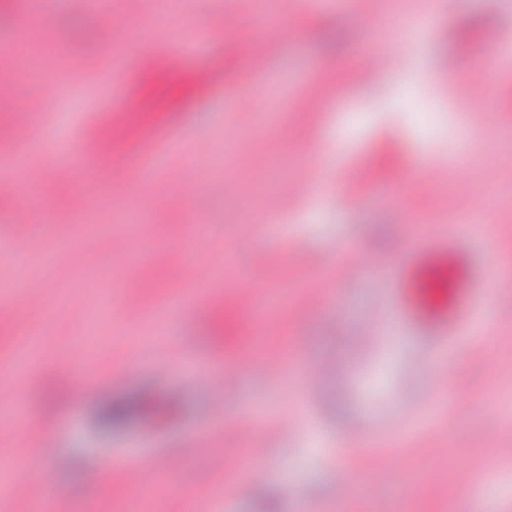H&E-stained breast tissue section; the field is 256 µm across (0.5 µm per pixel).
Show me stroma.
<instances>
[{
  "mask_svg": "<svg viewBox=\"0 0 512 512\" xmlns=\"http://www.w3.org/2000/svg\"><path fill=\"white\" fill-rule=\"evenodd\" d=\"M152 2L112 0L106 16L77 0H47L39 16L0 13L15 74L42 31L73 58L43 64L49 81L34 96L60 102L30 112L42 141L18 160L27 198L0 184V242L21 227L30 235L27 253L6 252L0 264V358L20 363L0 377V463L11 478L0 512H260L269 499L276 512H512V201L488 202L512 181V34L498 43L491 83L469 76L512 0H445L438 12L432 0H322L307 12L293 0H184L166 28L198 24L205 37L161 80L137 73L116 92L126 133L102 165L99 132L111 119L96 106L101 73L112 52L163 43L164 30L144 29ZM259 13L279 16V26L255 25ZM377 43L403 54L404 68L357 84L358 61ZM252 50L267 57L260 81ZM452 56L465 63L454 73ZM204 68L223 74V90H195ZM311 92L317 106L303 107ZM170 125L181 129L179 150L158 177H141L125 162L128 142ZM66 147L87 150L68 173L58 168ZM117 177L143 218L126 246L155 254L124 272L111 268L106 231L118 221L109 193ZM228 180L235 194L225 193ZM299 181L309 194L296 193ZM88 219L101 228L95 249L75 237L76 259L52 262L53 225ZM404 224L417 240H447L481 262L498 245L502 279L476 290L477 315L496 309L491 334L451 347L391 317L384 284L360 268L403 263ZM292 249L300 262L289 260ZM255 267L275 292L259 325L235 294ZM107 268L123 295L88 337L93 281ZM29 278L44 286L34 341L16 293ZM180 289L191 292L182 312L154 319L155 300ZM220 364L243 388L218 410L205 377ZM113 403L132 412L107 431L99 416ZM243 415L255 417L253 432H225V417ZM295 416L304 430H283ZM35 427L49 429L55 457H42ZM200 432L208 448L196 447ZM354 436L380 460L357 463L362 492L343 497L340 458ZM247 454L261 478L237 470ZM116 456L177 465L156 493L114 482ZM464 468L471 484L458 481Z\"/></svg>",
  "mask_w": 512,
  "mask_h": 512,
  "instance_id": "35a3bbf8",
  "label": "stroma"
}]
</instances>
